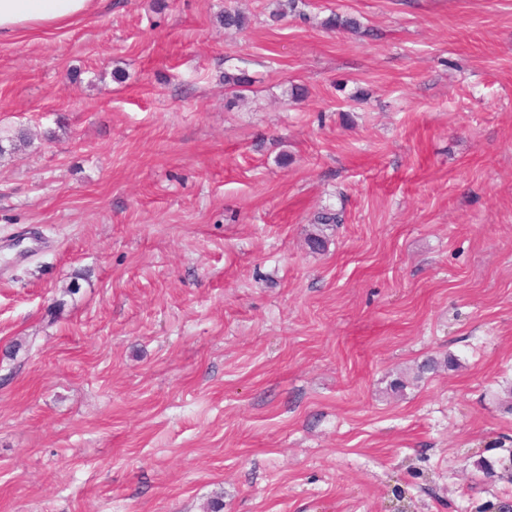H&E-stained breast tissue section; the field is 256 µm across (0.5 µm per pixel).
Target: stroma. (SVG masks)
I'll use <instances>...</instances> for the list:
<instances>
[{
  "instance_id": "stroma-1",
  "label": "stroma",
  "mask_w": 512,
  "mask_h": 512,
  "mask_svg": "<svg viewBox=\"0 0 512 512\" xmlns=\"http://www.w3.org/2000/svg\"><path fill=\"white\" fill-rule=\"evenodd\" d=\"M276 7L0 38V512L512 506V0Z\"/></svg>"
}]
</instances>
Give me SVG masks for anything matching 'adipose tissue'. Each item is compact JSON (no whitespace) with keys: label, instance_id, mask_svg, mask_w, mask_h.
Here are the masks:
<instances>
[{"label":"adipose tissue","instance_id":"1","mask_svg":"<svg viewBox=\"0 0 512 512\" xmlns=\"http://www.w3.org/2000/svg\"><path fill=\"white\" fill-rule=\"evenodd\" d=\"M94 0H0V38L58 29L87 14Z\"/></svg>","mask_w":512,"mask_h":512}]
</instances>
